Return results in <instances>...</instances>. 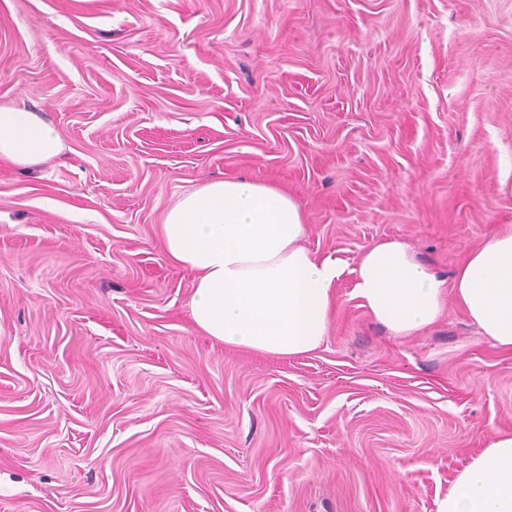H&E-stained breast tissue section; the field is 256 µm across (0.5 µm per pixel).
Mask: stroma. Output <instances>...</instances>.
<instances>
[{
	"label": "stroma",
	"mask_w": 512,
	"mask_h": 512,
	"mask_svg": "<svg viewBox=\"0 0 512 512\" xmlns=\"http://www.w3.org/2000/svg\"><path fill=\"white\" fill-rule=\"evenodd\" d=\"M0 106L64 145L0 164V512H437L512 433L455 302L402 338L352 293L372 243L448 278L512 225V0H0ZM224 177L343 264L318 349L193 326L160 226Z\"/></svg>",
	"instance_id": "35a3bbf8"
}]
</instances>
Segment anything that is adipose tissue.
Wrapping results in <instances>:
<instances>
[{"mask_svg":"<svg viewBox=\"0 0 512 512\" xmlns=\"http://www.w3.org/2000/svg\"><path fill=\"white\" fill-rule=\"evenodd\" d=\"M62 151L50 123L0 108V163L29 167ZM305 232L299 203L268 183L214 180L182 195L161 238L170 262L194 277L195 327L244 351L294 356L319 348L343 269L301 246ZM353 293L397 337L426 331L455 300L480 336L512 351V227L472 249L449 279L403 241L372 244L358 260ZM438 512H512V434L460 473Z\"/></svg>","mask_w":512,"mask_h":512,"instance_id":"1","label":"adipose tissue"}]
</instances>
